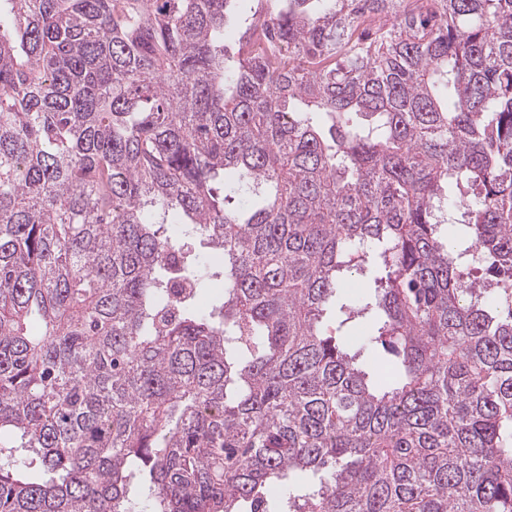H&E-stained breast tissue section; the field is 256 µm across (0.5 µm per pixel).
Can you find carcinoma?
<instances>
[{
	"instance_id": "obj_1",
	"label": "carcinoma",
	"mask_w": 512,
	"mask_h": 512,
	"mask_svg": "<svg viewBox=\"0 0 512 512\" xmlns=\"http://www.w3.org/2000/svg\"><path fill=\"white\" fill-rule=\"evenodd\" d=\"M234 2L0 0V512H512V0ZM253 0H239L235 5L234 13L229 18L225 29V42L231 45L245 30L246 23L253 12L259 8Z\"/></svg>"
}]
</instances>
